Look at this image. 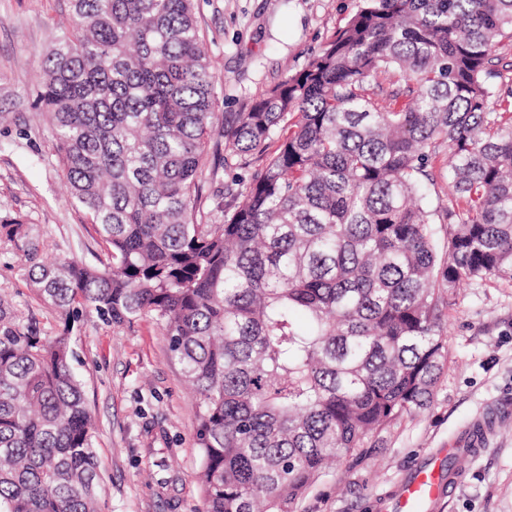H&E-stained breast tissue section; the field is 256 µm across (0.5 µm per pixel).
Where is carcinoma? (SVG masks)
I'll use <instances>...</instances> for the list:
<instances>
[{"label": "carcinoma", "mask_w": 512, "mask_h": 512, "mask_svg": "<svg viewBox=\"0 0 512 512\" xmlns=\"http://www.w3.org/2000/svg\"><path fill=\"white\" fill-rule=\"evenodd\" d=\"M509 38L512 0H363L305 70L221 116L194 0H70L35 102L111 253L46 264L29 225L0 224L64 319L48 339L0 296V512H97L68 336L84 309L169 336L205 512H293L332 462L426 408L455 288L512 279V86L492 82ZM396 74L404 92L373 98ZM218 120L235 204L203 224Z\"/></svg>", "instance_id": "1"}]
</instances>
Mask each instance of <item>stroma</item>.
<instances>
[{
  "label": "stroma",
  "instance_id": "stroma-1",
  "mask_svg": "<svg viewBox=\"0 0 512 512\" xmlns=\"http://www.w3.org/2000/svg\"><path fill=\"white\" fill-rule=\"evenodd\" d=\"M362 0H195L217 82L216 111L242 112L305 69ZM67 0H0V222L31 224L44 262L100 268L108 245L67 198L47 118L35 103L40 60L68 27ZM0 295L42 335L63 327L31 290L25 265L0 238ZM448 363L429 406L404 415L360 454L340 461L295 512H392L415 467L448 473V451L482 417L494 431L464 455L455 490L429 512H512V280L458 288L446 313ZM74 370L96 421L100 512H203L197 480L198 408L169 338L154 321L113 325L89 311L71 330Z\"/></svg>",
  "mask_w": 512,
  "mask_h": 512
}]
</instances>
